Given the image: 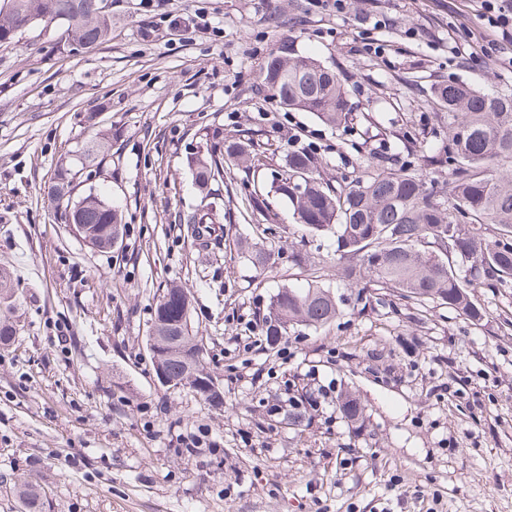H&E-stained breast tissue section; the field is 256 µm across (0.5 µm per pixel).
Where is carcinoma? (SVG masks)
<instances>
[{
	"label": "carcinoma",
	"mask_w": 512,
	"mask_h": 512,
	"mask_svg": "<svg viewBox=\"0 0 512 512\" xmlns=\"http://www.w3.org/2000/svg\"><path fill=\"white\" fill-rule=\"evenodd\" d=\"M52 21L67 25L71 52L106 42L112 30V14L104 11L102 0H9L7 9H0V45L35 24ZM278 56L270 54L261 68L267 99L289 111L307 112L331 128L349 121L348 91L338 72L313 56L296 53L291 45L288 63ZM434 95L447 109V153L453 163L447 195L427 187L426 169L442 162L435 154L423 156L418 168L409 164L398 170L365 157L357 164L361 175L336 187L321 177L317 158L303 149L285 156L284 174L273 180L274 192L292 204L295 223L310 232L336 235L346 278L365 280L417 305L440 299L478 320L481 311L474 291L481 278L493 277L504 286L512 282V93L450 82L436 86ZM111 149L112 140L90 138L77 155L81 168L75 172L61 160L57 181L47 192L49 204L61 210L65 224H80L93 233V248L101 252L107 250L109 230L122 227V211L93 192L74 198L73 180L79 173L93 172ZM226 161L260 162L255 143L231 136L191 154L188 167L195 186L204 192L224 181ZM246 209L268 224L279 221V214L258 194L246 198ZM215 224L214 213H196L188 217L186 232L204 242ZM442 249L448 256L438 263L433 254ZM277 255L279 249L273 246L260 248L252 263L265 271L275 265ZM187 299L189 294L173 283L153 308L152 322L164 324L173 337V344L155 360L171 380L183 379L203 351ZM338 314L335 296L311 284L278 291L271 297L265 322L276 336L290 325L322 328ZM338 411L350 421L361 415L351 397L338 404ZM14 494L24 512H41L37 486L20 480Z\"/></svg>",
	"instance_id": "obj_1"
}]
</instances>
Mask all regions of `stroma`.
I'll list each match as a JSON object with an SVG mask.
<instances>
[{
	"instance_id": "1",
	"label": "stroma",
	"mask_w": 512,
	"mask_h": 512,
	"mask_svg": "<svg viewBox=\"0 0 512 512\" xmlns=\"http://www.w3.org/2000/svg\"><path fill=\"white\" fill-rule=\"evenodd\" d=\"M112 38L64 47L38 23L0 47V270L18 299L0 307L19 332L0 349V512H20L19 477L43 512H512V287L479 288L481 319L441 301L385 303L343 278L336 239L296 224L271 190L283 157L310 148L347 185L364 156L392 168L446 150L434 87L512 89V65L483 52L457 65L464 29H485L475 0H104ZM292 42L336 66L352 118L332 129L266 99L267 57ZM98 133L112 155L80 183L123 206L119 244L101 253L44 197L60 164ZM253 138L261 167L225 169L211 196L189 153ZM265 193L279 223L239 204ZM215 202L219 240H187L188 216ZM281 249L275 268L250 247ZM192 297L217 402L158 385L147 334L169 284ZM341 300L321 329L274 344L262 318L285 287ZM323 389L301 425L273 403ZM351 394L362 425L336 409ZM213 440L186 456L179 437Z\"/></svg>"
}]
</instances>
